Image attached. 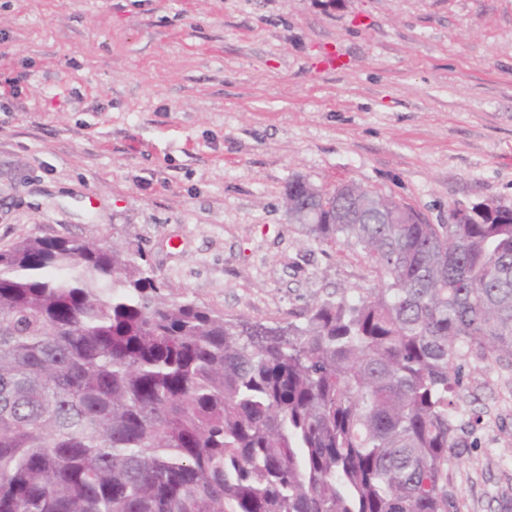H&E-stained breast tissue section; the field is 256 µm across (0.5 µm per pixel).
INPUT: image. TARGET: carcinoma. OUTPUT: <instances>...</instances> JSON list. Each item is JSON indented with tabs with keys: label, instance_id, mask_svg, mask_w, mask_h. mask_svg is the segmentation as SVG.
Masks as SVG:
<instances>
[{
	"label": "carcinoma",
	"instance_id": "obj_1",
	"mask_svg": "<svg viewBox=\"0 0 512 512\" xmlns=\"http://www.w3.org/2000/svg\"><path fill=\"white\" fill-rule=\"evenodd\" d=\"M309 185L290 223L380 284L286 322L174 298L114 242L0 248V512H455L461 361L512 366V207L391 223Z\"/></svg>",
	"mask_w": 512,
	"mask_h": 512
}]
</instances>
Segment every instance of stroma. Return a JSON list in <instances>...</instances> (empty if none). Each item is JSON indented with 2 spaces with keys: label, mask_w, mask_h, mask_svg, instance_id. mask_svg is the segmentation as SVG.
<instances>
[{
  "label": "stroma",
  "mask_w": 512,
  "mask_h": 512,
  "mask_svg": "<svg viewBox=\"0 0 512 512\" xmlns=\"http://www.w3.org/2000/svg\"><path fill=\"white\" fill-rule=\"evenodd\" d=\"M297 175L434 224L512 206V0H0V248L129 243L174 297L285 321L379 283L289 223ZM462 371L448 490L512 512V369Z\"/></svg>",
  "instance_id": "35a3bbf8"
}]
</instances>
